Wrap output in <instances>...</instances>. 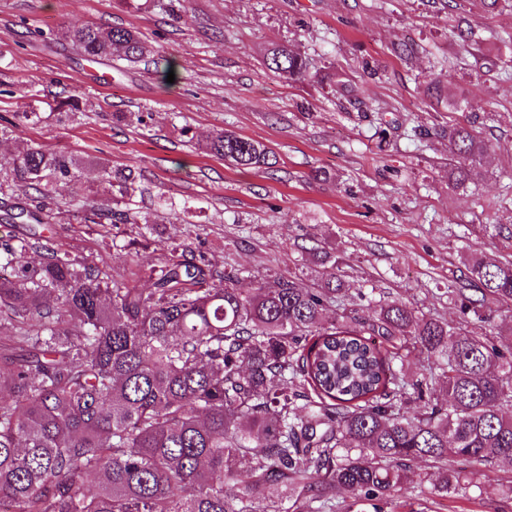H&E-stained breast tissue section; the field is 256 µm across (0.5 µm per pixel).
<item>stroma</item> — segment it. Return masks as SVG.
<instances>
[{
	"instance_id": "stroma-1",
	"label": "stroma",
	"mask_w": 512,
	"mask_h": 512,
	"mask_svg": "<svg viewBox=\"0 0 512 512\" xmlns=\"http://www.w3.org/2000/svg\"><path fill=\"white\" fill-rule=\"evenodd\" d=\"M463 18L487 39L444 87L463 105L452 112L431 98L428 74L455 57ZM86 22L137 31L147 56L86 61L59 38ZM403 42L416 48L406 61L392 53ZM273 43L308 57L305 82L266 69ZM490 60L512 61V8L491 13L481 0H0V161L36 142L81 161L88 189H100L105 163L139 173L136 205L157 217L147 230L41 228L49 247L112 274L123 272L121 253L152 259L176 240L216 269H238L242 287L269 269L314 286L328 252L350 291L455 325L446 290L464 283L466 258L512 259V82ZM331 63L357 101L331 90ZM66 97L83 104L68 119L49 109ZM32 109L41 121H21ZM118 112L148 119L118 122ZM476 114L494 151L466 188H449L448 126ZM181 126L189 136H177ZM225 128L266 144L278 165L244 172L199 149ZM318 169L330 181L311 179ZM162 195L189 207L185 222L160 207ZM507 477L512 465L449 500L447 512H512Z\"/></svg>"
}]
</instances>
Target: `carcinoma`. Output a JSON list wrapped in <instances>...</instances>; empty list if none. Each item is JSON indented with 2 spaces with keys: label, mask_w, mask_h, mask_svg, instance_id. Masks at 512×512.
<instances>
[{
  "label": "carcinoma",
  "mask_w": 512,
  "mask_h": 512,
  "mask_svg": "<svg viewBox=\"0 0 512 512\" xmlns=\"http://www.w3.org/2000/svg\"><path fill=\"white\" fill-rule=\"evenodd\" d=\"M61 37L91 62L146 54L126 28ZM459 39V57L476 55L474 30ZM263 62L288 82L307 76L285 44ZM201 148L243 171L277 164L227 129ZM490 150L471 122L448 126V184L465 188ZM79 171L39 143L0 163L14 198L0 220L28 225L0 239V313L13 316L0 347V512H397L399 496L444 502L512 464V352L482 326L488 304L512 303V259L471 255V289H448L472 328L362 291L359 307L328 319L343 282L327 254L315 287L275 273L244 289L180 243L154 262L125 260L119 276L59 251L34 265L35 225L50 218L154 223L132 208L133 169L104 166L102 192L52 207L54 187ZM420 461L435 481L411 479Z\"/></svg>",
  "instance_id": "1"
}]
</instances>
